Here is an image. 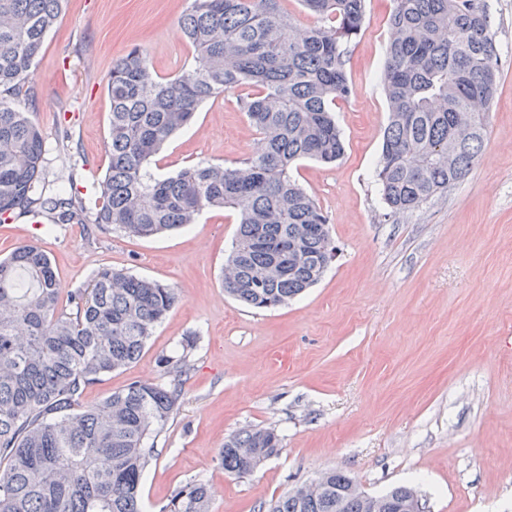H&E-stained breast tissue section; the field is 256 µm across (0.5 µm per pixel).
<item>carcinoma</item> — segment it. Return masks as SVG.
<instances>
[{
    "mask_svg": "<svg viewBox=\"0 0 512 512\" xmlns=\"http://www.w3.org/2000/svg\"><path fill=\"white\" fill-rule=\"evenodd\" d=\"M320 24L301 27L280 0H188L179 31L194 52L182 73L158 78L133 48L112 64L108 166L100 184L76 173L45 186V145L32 113L29 71L66 0H0V223L93 224L153 237L230 208L239 224L224 290L255 307L285 305L321 279L333 253L328 217L293 177L304 159L345 153L336 104L356 92L346 69L367 0H298ZM383 72L388 124L376 169L392 217L448 191L477 162L499 87L486 0H392ZM239 97L259 140L242 161H200L159 178L152 158L209 99ZM298 261L271 275V248ZM182 300L177 288L103 267L60 305L48 255L23 243L0 259V512H144L141 482L154 440L179 409L185 360L160 359L167 383L133 382L83 406L82 394L136 362ZM268 428L229 436L224 472H253L280 450ZM318 490L295 489L269 512H368L355 480L329 470ZM416 492L395 486L380 512H412ZM159 512H211L207 484H187Z\"/></svg>",
    "mask_w": 512,
    "mask_h": 512,
    "instance_id": "cac0c4a2",
    "label": "carcinoma"
}]
</instances>
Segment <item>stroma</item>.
I'll return each mask as SVG.
<instances>
[{
	"label": "stroma",
	"instance_id": "1",
	"mask_svg": "<svg viewBox=\"0 0 512 512\" xmlns=\"http://www.w3.org/2000/svg\"><path fill=\"white\" fill-rule=\"evenodd\" d=\"M487 4L501 79L479 158L447 193L391 218L375 176L388 120L380 75L391 0H368L348 53L356 92L336 106L345 154L293 172L329 219L334 256L286 305L254 309L225 293L221 269L237 230L227 208L147 239L91 224H0V257L38 245L63 292L116 267L183 294L138 361L81 398L88 406L134 381L168 382L159 358L186 354L180 407L144 474L145 512L194 480L209 485L212 512H267L332 469L373 495L410 487L425 512H512V0ZM186 7L68 0L31 76L46 184L71 169L87 186L102 178L112 63L139 47L156 75L183 71L192 60L178 28ZM238 99L231 91L207 102L153 172L249 154L257 134ZM252 428L275 429L280 452L251 473H225V438Z\"/></svg>",
	"mask_w": 512,
	"mask_h": 512
}]
</instances>
